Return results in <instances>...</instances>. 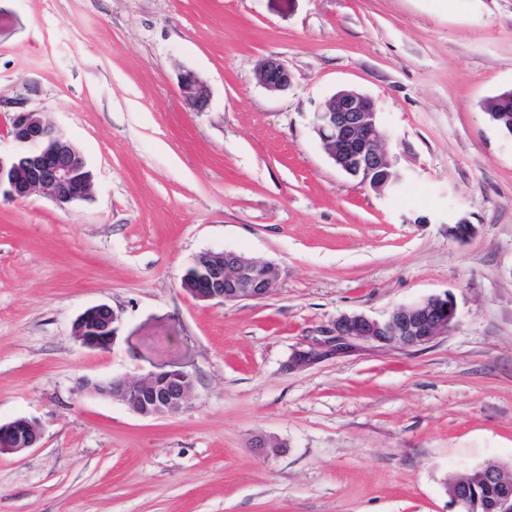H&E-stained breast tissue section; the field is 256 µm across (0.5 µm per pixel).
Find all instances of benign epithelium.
<instances>
[{
    "mask_svg": "<svg viewBox=\"0 0 512 512\" xmlns=\"http://www.w3.org/2000/svg\"><path fill=\"white\" fill-rule=\"evenodd\" d=\"M259 85L271 92H284L292 83L287 65L278 58L262 60L255 70ZM179 96L187 109L202 112L210 92L204 80L186 70L179 75ZM9 136L14 151L0 155V191L14 199L42 194L59 204L87 201L92 197L93 176L83 153L59 138L37 110L21 109L9 114ZM313 128L335 165L359 183L382 191L394 181L386 152L388 133L376 112L373 98L355 90H341L313 113ZM476 232L472 224L448 226V237L465 241ZM278 270L267 261L243 253L206 251L182 276L184 290L203 303L231 304L262 300L276 287ZM120 316L107 304L85 309L74 320L72 336L82 347L108 350L116 336ZM456 321V306L448 295H433L399 306L382 319L364 313L342 315L322 339L288 358V370L319 363L353 342L379 343L402 349L416 348L448 334ZM196 377L184 370L128 375L107 379L84 377L82 389L119 401L143 417L172 416L188 405ZM43 439L40 424L26 416L0 422V456L37 448ZM482 482L499 491L498 512H512V485L503 480L500 468L482 469Z\"/></svg>",
    "mask_w": 512,
    "mask_h": 512,
    "instance_id": "1",
    "label": "benign epithelium"
}]
</instances>
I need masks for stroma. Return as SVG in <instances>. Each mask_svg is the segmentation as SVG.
<instances>
[{"label": "stroma", "instance_id": "1", "mask_svg": "<svg viewBox=\"0 0 512 512\" xmlns=\"http://www.w3.org/2000/svg\"><path fill=\"white\" fill-rule=\"evenodd\" d=\"M271 55L288 91L254 78ZM344 89L375 101L393 188L322 148ZM510 90L512 0H0V153L35 109L94 175L75 204L0 196V422L44 429L0 457V512H453L451 477L512 465V135L484 110ZM207 250L276 264L275 292L194 300ZM443 293L457 322L428 345L288 368L342 315ZM100 303L106 351L71 335ZM172 369L196 376L172 417L78 387ZM179 96L187 109L202 112L208 105L210 92L204 80L194 72L186 70L178 79ZM119 319V314L107 304L91 306L74 320L72 336L84 348L108 350L115 339Z\"/></svg>", "mask_w": 512, "mask_h": 512}]
</instances>
